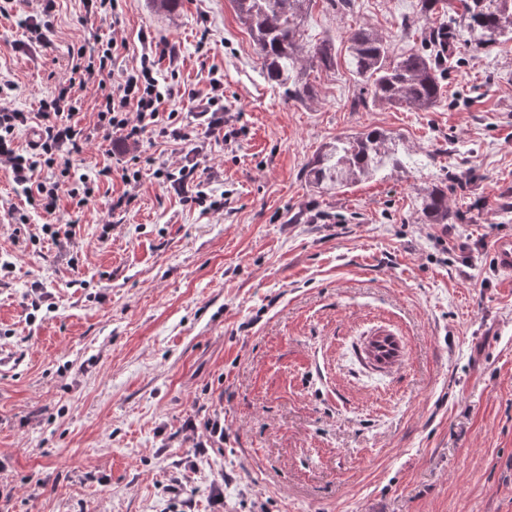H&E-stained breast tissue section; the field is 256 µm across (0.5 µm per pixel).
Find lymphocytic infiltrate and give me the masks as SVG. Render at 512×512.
Returning a JSON list of instances; mask_svg holds the SVG:
<instances>
[{"mask_svg": "<svg viewBox=\"0 0 512 512\" xmlns=\"http://www.w3.org/2000/svg\"><path fill=\"white\" fill-rule=\"evenodd\" d=\"M119 49L117 39L112 38L105 46L89 50L81 45L73 51L67 78L50 98L40 102V134L31 154H21L13 147L18 132L28 124V113L11 108L0 97V167L11 171L33 208L54 211L65 179L73 183L71 197L86 203L99 182L110 177L107 166L88 175L58 162L60 151L81 152L94 133L107 138L116 134L127 144L139 143L147 134L188 143L224 129L223 80L212 78L201 97L181 86L177 52L167 40H144L136 64L122 70L115 67ZM162 60L171 68L166 78L159 77L157 71ZM92 80L97 83L96 123L87 128L78 120L76 93ZM182 96L192 101L204 98L206 108L197 112L196 123L184 121L178 111H164L166 102Z\"/></svg>", "mask_w": 512, "mask_h": 512, "instance_id": "obj_1", "label": "lymphocytic infiltrate"}]
</instances>
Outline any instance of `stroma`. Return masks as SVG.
Instances as JSON below:
<instances>
[{
    "mask_svg": "<svg viewBox=\"0 0 512 512\" xmlns=\"http://www.w3.org/2000/svg\"><path fill=\"white\" fill-rule=\"evenodd\" d=\"M419 7L315 0L304 40L330 41L336 64L311 72L304 101L265 79L233 0L171 15L120 0L113 20L57 0L34 58L20 20L42 0L0 15L13 108L37 112L71 48L122 37L124 68L144 32L176 46L185 87L223 79L239 131L226 146L149 136L130 151L94 135L68 160L111 178L81 207L60 190L52 213L0 168V512H512V275L491 254L512 234V41L459 37L431 111L372 101L346 33L369 27L409 52ZM371 128L403 139L407 171L331 191L308 179L325 144ZM187 159L219 209L159 185L157 168ZM446 171L472 177L448 192L455 222L421 223L418 196ZM45 224L71 225L70 246L40 239ZM376 336L395 341L392 364L367 358ZM210 419L224 442L196 452Z\"/></svg>",
    "mask_w": 512,
    "mask_h": 512,
    "instance_id": "35a3bbf8",
    "label": "stroma"
}]
</instances>
